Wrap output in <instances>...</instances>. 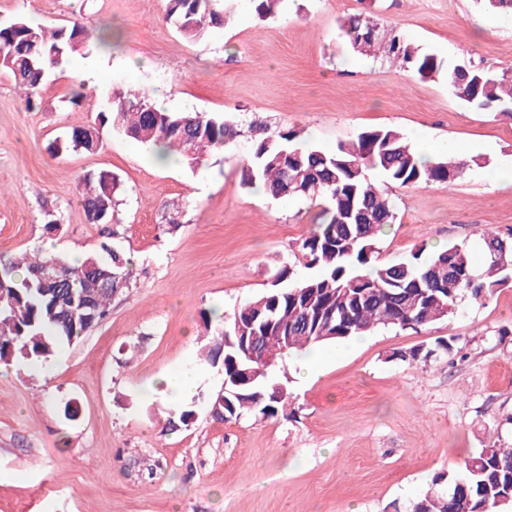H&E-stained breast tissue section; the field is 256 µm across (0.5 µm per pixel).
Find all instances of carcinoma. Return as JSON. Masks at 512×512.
I'll list each match as a JSON object with an SVG mask.
<instances>
[{
  "mask_svg": "<svg viewBox=\"0 0 512 512\" xmlns=\"http://www.w3.org/2000/svg\"><path fill=\"white\" fill-rule=\"evenodd\" d=\"M235 0H165V20L188 40L204 38L224 25ZM340 30L352 49L364 56L399 63L422 78L446 73L448 88L466 103L512 117V73L493 74L481 67L443 66L424 54L395 29L378 26L363 14L342 20ZM104 41L91 38L78 19L53 30L25 18L0 22V71L13 79L26 102L38 105L40 90L50 76L76 55H90ZM126 136L162 147L188 167L206 165L221 148L234 144L243 132L236 125L205 112H168L148 96L117 92L112 105L97 112L90 124L72 127L65 148L96 152L105 126ZM250 149L243 165L244 183L260 185L275 199L305 197L325 200L319 222L303 238L299 251L304 267L318 269L313 276L295 277L281 271L270 288L254 296L219 323L202 352L211 367L224 363V377L234 362L246 355L240 346L224 345V334L257 336V346L276 345L278 328L292 336L289 353L304 352L322 342H341L383 328L417 330L457 313L471 298L481 300L512 281V269L466 245L451 243L426 261L419 255L389 264H372L376 240L385 226L396 221V208L367 177L375 170L401 187L447 182L470 162L454 157L423 160L400 131L375 128L327 152L297 142L294 130L272 131L267 125L248 126ZM80 204L86 220L100 226L105 241L100 250L72 264L60 255L0 258V362L46 360L63 344L79 343L110 314L113 294L85 288L84 302L72 304L70 287L96 282L108 271H120L124 287L135 276L130 258L114 249L112 218L119 205V183L107 171L88 172L80 180ZM484 244H497L512 263V241L484 229ZM50 269L54 279L42 284L35 274ZM275 319L270 327L268 317ZM283 360L250 362L260 370L246 387H233L228 406H219L215 420L237 421L257 412L259 394L275 382L272 369ZM512 503V448L487 445L435 477L432 489L414 504L416 512H497Z\"/></svg>",
  "mask_w": 512,
  "mask_h": 512,
  "instance_id": "cac0c4a2",
  "label": "carcinoma"
}]
</instances>
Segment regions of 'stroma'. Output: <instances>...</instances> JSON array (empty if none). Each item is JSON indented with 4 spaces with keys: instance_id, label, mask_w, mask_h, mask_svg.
<instances>
[{
    "instance_id": "stroma-1",
    "label": "stroma",
    "mask_w": 512,
    "mask_h": 512,
    "mask_svg": "<svg viewBox=\"0 0 512 512\" xmlns=\"http://www.w3.org/2000/svg\"><path fill=\"white\" fill-rule=\"evenodd\" d=\"M355 13L441 60L512 70V16L478 0H280L263 19L240 0L195 42L165 22L163 0H0L2 21L79 18L91 32L121 34L107 49L110 75L80 112L68 102L83 82L76 64L51 76L37 110L0 74V257L47 242L67 257L97 251L79 184L107 170L121 181L112 244L136 271L79 344L26 372L0 366V512H410L439 472L486 444L512 447V283L416 331L322 344L313 382L299 376L300 355L286 356L274 370L290 393L284 411L214 421L223 377L200 362L203 316L232 314L282 269L306 275L299 244L318 206L243 185V137L197 169L159 163L153 146L113 130L93 154L56 148L126 91L163 89L169 111L189 106L244 129L262 121L326 151L395 128L415 146L455 140L474 164L448 182L382 183L397 221L379 235L376 263L451 243L476 251L487 227L512 236V181L500 176L512 162V118L468 106L444 78L354 54L339 21ZM47 206L60 219L50 234ZM449 337L452 353L398 358ZM184 366L200 380L181 401L157 381ZM187 405L194 422L167 430Z\"/></svg>"
}]
</instances>
